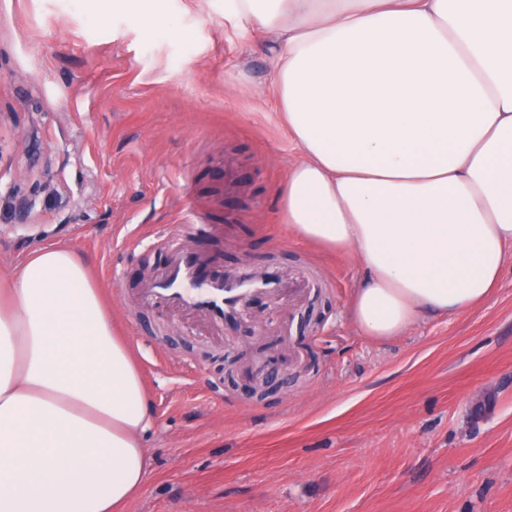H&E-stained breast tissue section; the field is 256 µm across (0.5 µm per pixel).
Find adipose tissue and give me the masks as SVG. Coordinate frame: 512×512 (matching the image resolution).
I'll list each match as a JSON object with an SVG mask.
<instances>
[{
  "instance_id": "adipose-tissue-1",
  "label": "adipose tissue",
  "mask_w": 512,
  "mask_h": 512,
  "mask_svg": "<svg viewBox=\"0 0 512 512\" xmlns=\"http://www.w3.org/2000/svg\"><path fill=\"white\" fill-rule=\"evenodd\" d=\"M262 26L299 153L302 240L351 256L366 335L455 318L512 254V0H224ZM148 390L90 265L54 242L0 275V512H125Z\"/></svg>"
}]
</instances>
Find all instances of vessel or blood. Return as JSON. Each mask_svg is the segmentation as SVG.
<instances>
[{
	"instance_id": "vessel-or-blood-1",
	"label": "vessel or blood",
	"mask_w": 512,
	"mask_h": 512,
	"mask_svg": "<svg viewBox=\"0 0 512 512\" xmlns=\"http://www.w3.org/2000/svg\"><path fill=\"white\" fill-rule=\"evenodd\" d=\"M169 258L163 271L144 290L145 302L168 306L202 305L215 324L236 322L245 304L256 294L277 301L288 291L280 273L270 268L244 269L222 277L211 275L206 259L187 252L179 240L169 239Z\"/></svg>"
}]
</instances>
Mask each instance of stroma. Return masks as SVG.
<instances>
[{
	"mask_svg": "<svg viewBox=\"0 0 512 512\" xmlns=\"http://www.w3.org/2000/svg\"><path fill=\"white\" fill-rule=\"evenodd\" d=\"M271 52L224 0L157 15L0 0V273L47 243L85 257L149 390L151 472L126 512H512V256L455 319L376 339L361 269L284 222L297 151ZM218 234H179L185 205ZM211 270L320 276L245 320L142 299L166 241ZM279 366L250 374L266 343Z\"/></svg>",
	"mask_w": 512,
	"mask_h": 512,
	"instance_id": "obj_1",
	"label": "stroma"
}]
</instances>
